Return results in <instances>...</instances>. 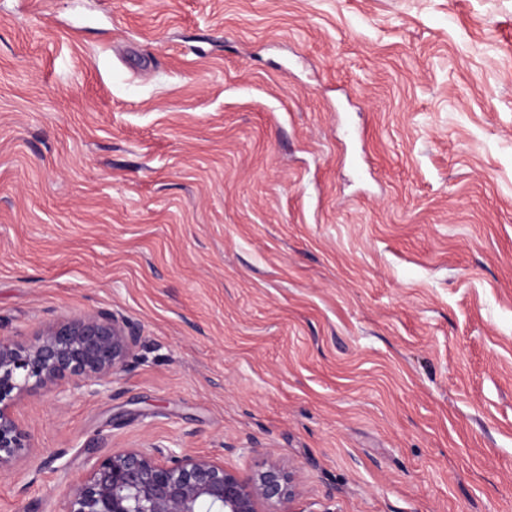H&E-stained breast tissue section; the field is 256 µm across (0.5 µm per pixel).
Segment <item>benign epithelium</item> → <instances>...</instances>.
<instances>
[{
  "instance_id": "7a95c632",
  "label": "benign epithelium",
  "mask_w": 512,
  "mask_h": 512,
  "mask_svg": "<svg viewBox=\"0 0 512 512\" xmlns=\"http://www.w3.org/2000/svg\"><path fill=\"white\" fill-rule=\"evenodd\" d=\"M134 326L108 312L64 317L29 342L0 336V470L29 447L13 414L28 390L70 380L90 394L136 359ZM301 495L293 467L275 463L245 475L184 448H125L97 459L65 512H292Z\"/></svg>"
}]
</instances>
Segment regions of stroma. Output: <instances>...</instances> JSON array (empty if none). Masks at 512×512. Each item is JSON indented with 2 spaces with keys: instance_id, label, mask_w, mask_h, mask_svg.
<instances>
[{
  "instance_id": "stroma-1",
  "label": "stroma",
  "mask_w": 512,
  "mask_h": 512,
  "mask_svg": "<svg viewBox=\"0 0 512 512\" xmlns=\"http://www.w3.org/2000/svg\"><path fill=\"white\" fill-rule=\"evenodd\" d=\"M130 321L19 398L0 512L178 443L295 512H512V0H0V335Z\"/></svg>"
}]
</instances>
